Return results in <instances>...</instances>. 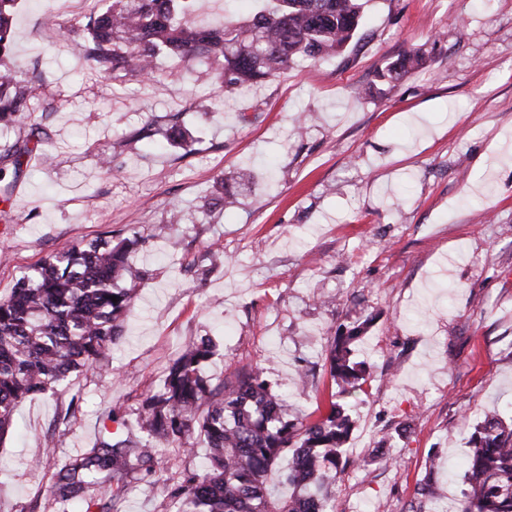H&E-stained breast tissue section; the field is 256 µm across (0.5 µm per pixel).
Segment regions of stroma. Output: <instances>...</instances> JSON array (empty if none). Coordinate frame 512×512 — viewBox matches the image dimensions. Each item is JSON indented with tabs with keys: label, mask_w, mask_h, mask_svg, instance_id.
Returning a JSON list of instances; mask_svg holds the SVG:
<instances>
[{
	"label": "stroma",
	"mask_w": 512,
	"mask_h": 512,
	"mask_svg": "<svg viewBox=\"0 0 512 512\" xmlns=\"http://www.w3.org/2000/svg\"><path fill=\"white\" fill-rule=\"evenodd\" d=\"M96 0H16L14 64L40 62L53 97L33 112L47 140L0 212V298L48 255L134 239L142 280L103 365L23 401L0 440V512H53L62 463L108 416L134 420L190 340L213 337L211 385L261 364L294 416L326 413L331 336L362 311L370 377L350 408L333 512H407L437 458L448 506L467 441L492 409L512 416V0H367L359 40L225 94L196 66L124 83L80 67L45 12L79 23ZM430 63L357 99L387 61ZM211 100L209 112L193 102ZM179 115L188 146L163 130ZM239 193L211 209L218 182ZM307 371L299 382L298 371ZM163 445L153 471L187 475L206 446ZM170 487L135 480L123 512H167Z\"/></svg>",
	"instance_id": "35a3bbf8"
}]
</instances>
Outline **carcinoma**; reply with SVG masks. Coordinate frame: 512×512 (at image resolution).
Instances as JSON below:
<instances>
[{"instance_id": "cac0c4a2", "label": "carcinoma", "mask_w": 512, "mask_h": 512, "mask_svg": "<svg viewBox=\"0 0 512 512\" xmlns=\"http://www.w3.org/2000/svg\"><path fill=\"white\" fill-rule=\"evenodd\" d=\"M100 8L68 33L85 65L115 82L154 79L156 62L173 57L204 62L218 71L224 92L275 77L298 59L319 62L346 49L356 37L361 0H264L250 17L224 15L213 27L193 21L199 0H99ZM15 0H0V129H10L44 97V84L24 79L10 61ZM408 51L378 72L388 84L425 64ZM43 142L39 128L0 156L22 172L25 157ZM127 272L126 249L91 242L45 258L35 272L0 299V440L13 428L16 407L72 375L101 363L124 330L136 289L115 281ZM117 301H112V298ZM370 314L357 325L341 324L326 362L336 391L329 411L301 425L288 418L285 399L260 368L209 387L201 365L213 354L207 338L187 343L170 364L163 391L142 406L124 431L105 432L90 451L58 472L54 501L59 512H121L127 479L145 470L152 444L164 439L188 453L191 436L206 440L209 467L171 491V512H332V489L348 460L351 400L369 373L356 360L355 345L371 327ZM289 456L282 480L293 487L279 499L268 485L277 461ZM435 464L416 487L418 505L439 495ZM463 498L457 512H512V419L490 410L474 427L465 463Z\"/></svg>"}]
</instances>
